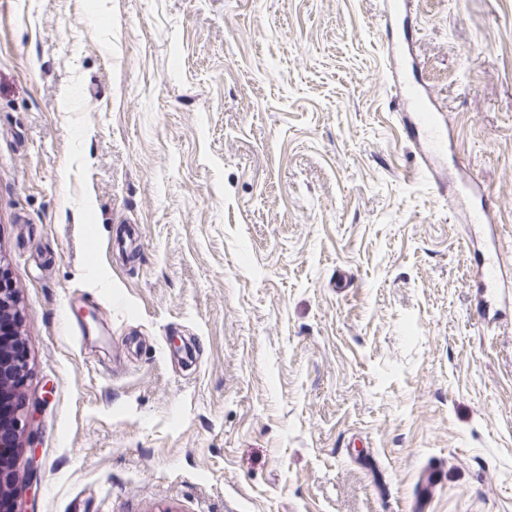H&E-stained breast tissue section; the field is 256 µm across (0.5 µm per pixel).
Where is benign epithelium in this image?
Here are the masks:
<instances>
[{"label":"benign epithelium","instance_id":"benign-epithelium-1","mask_svg":"<svg viewBox=\"0 0 512 512\" xmlns=\"http://www.w3.org/2000/svg\"><path fill=\"white\" fill-rule=\"evenodd\" d=\"M15 288L0 270V323L12 316L19 317ZM13 333L0 329V407L14 402L0 418V449L11 448L9 455L0 453V512H16L17 472L20 445L18 434L32 422L35 408L19 392V382L28 371L27 356L15 354Z\"/></svg>","mask_w":512,"mask_h":512}]
</instances>
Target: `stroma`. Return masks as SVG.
I'll return each instance as SVG.
<instances>
[{"label":"stroma","instance_id":"35a3bbf8","mask_svg":"<svg viewBox=\"0 0 512 512\" xmlns=\"http://www.w3.org/2000/svg\"><path fill=\"white\" fill-rule=\"evenodd\" d=\"M391 35L447 194L414 173ZM485 205L512 272V0H408L391 32L383 0H0L19 512H512ZM479 280L484 288L485 298H482L478 312L483 320L490 318L492 303L499 300H510V289H505V280L499 262L488 259L478 270Z\"/></svg>","mask_w":512,"mask_h":512}]
</instances>
